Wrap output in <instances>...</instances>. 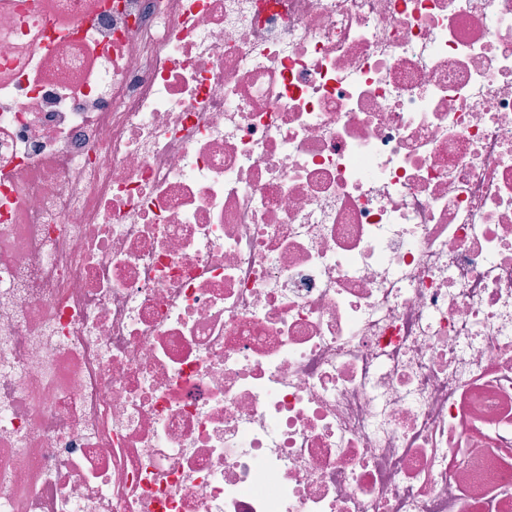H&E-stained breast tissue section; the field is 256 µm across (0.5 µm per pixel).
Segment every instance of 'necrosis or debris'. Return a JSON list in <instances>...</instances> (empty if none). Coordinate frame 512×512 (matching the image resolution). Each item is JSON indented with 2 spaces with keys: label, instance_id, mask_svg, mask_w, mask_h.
<instances>
[{
  "label": "necrosis or debris",
  "instance_id": "obj_1",
  "mask_svg": "<svg viewBox=\"0 0 512 512\" xmlns=\"http://www.w3.org/2000/svg\"><path fill=\"white\" fill-rule=\"evenodd\" d=\"M0 512H512V0H0Z\"/></svg>",
  "mask_w": 512,
  "mask_h": 512
}]
</instances>
